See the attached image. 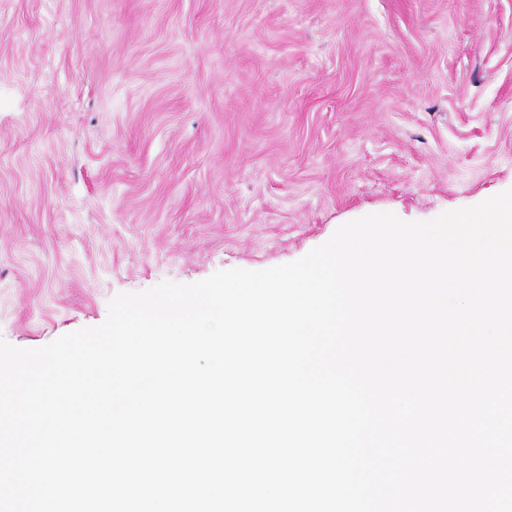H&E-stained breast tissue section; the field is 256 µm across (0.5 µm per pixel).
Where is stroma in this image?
I'll use <instances>...</instances> for the list:
<instances>
[{"mask_svg": "<svg viewBox=\"0 0 512 512\" xmlns=\"http://www.w3.org/2000/svg\"><path fill=\"white\" fill-rule=\"evenodd\" d=\"M512 189V0H0V338Z\"/></svg>", "mask_w": 512, "mask_h": 512, "instance_id": "35a3bbf8", "label": "stroma"}]
</instances>
